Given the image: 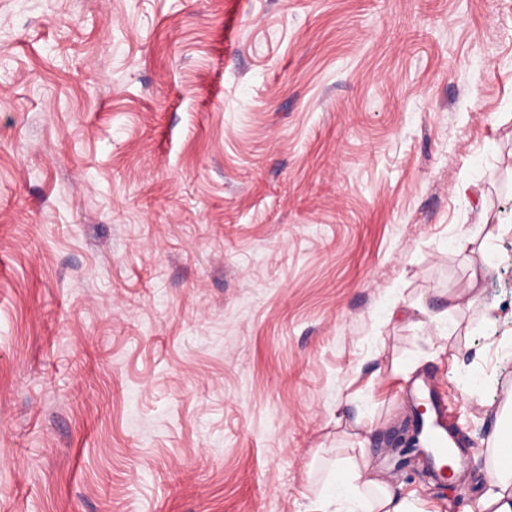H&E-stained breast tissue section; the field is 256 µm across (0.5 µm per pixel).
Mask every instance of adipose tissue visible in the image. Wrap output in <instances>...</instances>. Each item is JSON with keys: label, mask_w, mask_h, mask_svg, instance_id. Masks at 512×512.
I'll return each mask as SVG.
<instances>
[{"label": "adipose tissue", "mask_w": 512, "mask_h": 512, "mask_svg": "<svg viewBox=\"0 0 512 512\" xmlns=\"http://www.w3.org/2000/svg\"><path fill=\"white\" fill-rule=\"evenodd\" d=\"M487 474L496 490L480 498L470 512H512V422L496 433L493 462ZM350 476L347 482L333 480L313 512H332L337 499L348 492L356 496L361 512H415L409 501L392 494L368 465H352Z\"/></svg>", "instance_id": "obj_1"}]
</instances>
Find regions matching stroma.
<instances>
[{"label": "stroma", "mask_w": 512, "mask_h": 512, "mask_svg": "<svg viewBox=\"0 0 512 512\" xmlns=\"http://www.w3.org/2000/svg\"><path fill=\"white\" fill-rule=\"evenodd\" d=\"M511 408L512 0H0V512H465ZM420 380L422 384L419 389L424 395L423 401L429 405L435 415L434 429L425 436L423 444L425 448H430L431 452H427L435 461L436 458L440 459L448 455V428L445 425L443 405L432 379L430 376H423ZM350 476V482L334 477L326 492L314 504L312 512H335L336 509L331 507L346 492H351L357 498L361 512H419L411 507L407 499L392 494L388 484L373 474L366 461L361 466L354 463L350 467ZM360 488L366 491L375 490L377 493L373 497H367Z\"/></svg>", "instance_id": "obj_1"}]
</instances>
